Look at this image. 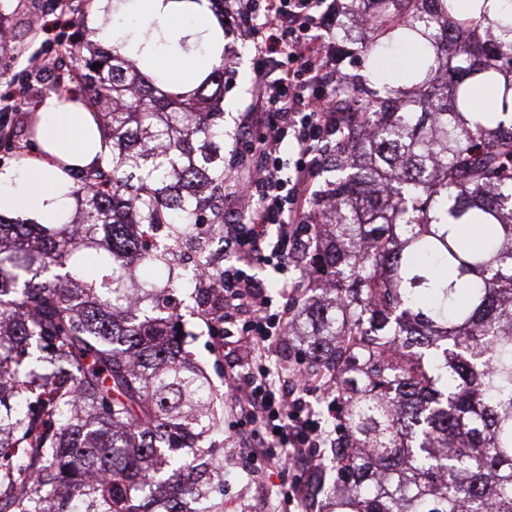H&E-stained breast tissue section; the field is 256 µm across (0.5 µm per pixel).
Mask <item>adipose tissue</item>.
Masks as SVG:
<instances>
[{"label": "adipose tissue", "mask_w": 512, "mask_h": 512, "mask_svg": "<svg viewBox=\"0 0 512 512\" xmlns=\"http://www.w3.org/2000/svg\"><path fill=\"white\" fill-rule=\"evenodd\" d=\"M122 23L99 12L91 24L96 37L121 45L123 52L173 78L179 91L194 89L224 51V37L208 0H125ZM201 41L205 53L171 51L159 38ZM38 148L19 163L0 168V212L40 224L60 223L73 203L72 171L96 167L104 153L97 117L78 94H50L39 107Z\"/></svg>", "instance_id": "1"}]
</instances>
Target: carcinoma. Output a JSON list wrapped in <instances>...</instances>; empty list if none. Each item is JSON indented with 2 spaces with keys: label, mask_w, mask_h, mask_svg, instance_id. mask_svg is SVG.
<instances>
[{
  "label": "carcinoma",
  "mask_w": 512,
  "mask_h": 512,
  "mask_svg": "<svg viewBox=\"0 0 512 512\" xmlns=\"http://www.w3.org/2000/svg\"><path fill=\"white\" fill-rule=\"evenodd\" d=\"M452 11L351 0L337 24L373 89L311 197L299 278L331 287L286 331L340 401L311 512H512V20ZM72 27L54 90L86 93L107 152L78 175L82 222L0 214V512H224L211 379L182 313L128 279L138 263L178 287L179 245L224 223L229 61L175 92ZM477 75L496 108L470 124ZM89 252L98 278L79 272Z\"/></svg>",
  "instance_id": "carcinoma-1"
}]
</instances>
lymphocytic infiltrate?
<instances>
[{
	"label": "lymphocytic infiltrate",
	"instance_id": "obj_1",
	"mask_svg": "<svg viewBox=\"0 0 512 512\" xmlns=\"http://www.w3.org/2000/svg\"><path fill=\"white\" fill-rule=\"evenodd\" d=\"M230 29L254 37L255 114L238 126L243 173L224 188L241 212L224 222V302L209 320L214 341L235 336L238 370L225 384L236 398L245 430L241 442L251 461L276 468L309 458L325 430L310 398L332 392L330 383L274 372L270 356L286 333L287 313L272 312L264 280L239 269L260 261L285 272L306 243L304 225L315 223L309 206L311 179L326 160L323 143L341 133L347 113L336 109L343 77L333 66L335 45L324 33L336 16L323 0H225ZM264 133L254 135V124ZM293 140L298 159L286 167L281 157Z\"/></svg>",
	"mask_w": 512,
	"mask_h": 512
}]
</instances>
